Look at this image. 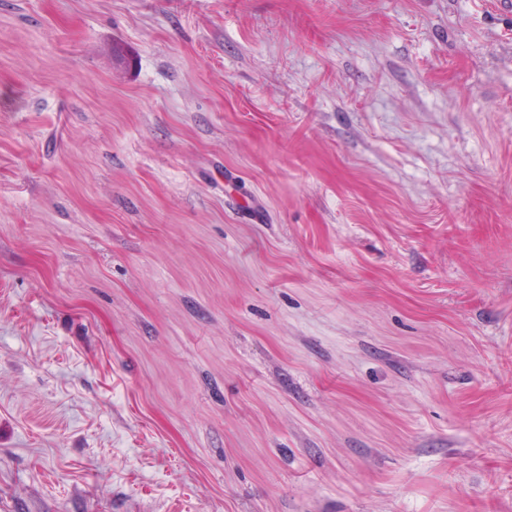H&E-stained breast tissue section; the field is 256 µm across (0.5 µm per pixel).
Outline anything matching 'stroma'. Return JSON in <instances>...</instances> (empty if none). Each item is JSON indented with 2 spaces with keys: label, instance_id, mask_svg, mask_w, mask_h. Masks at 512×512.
<instances>
[{
  "label": "stroma",
  "instance_id": "obj_1",
  "mask_svg": "<svg viewBox=\"0 0 512 512\" xmlns=\"http://www.w3.org/2000/svg\"><path fill=\"white\" fill-rule=\"evenodd\" d=\"M0 512H512V9L0 0Z\"/></svg>",
  "mask_w": 512,
  "mask_h": 512
}]
</instances>
